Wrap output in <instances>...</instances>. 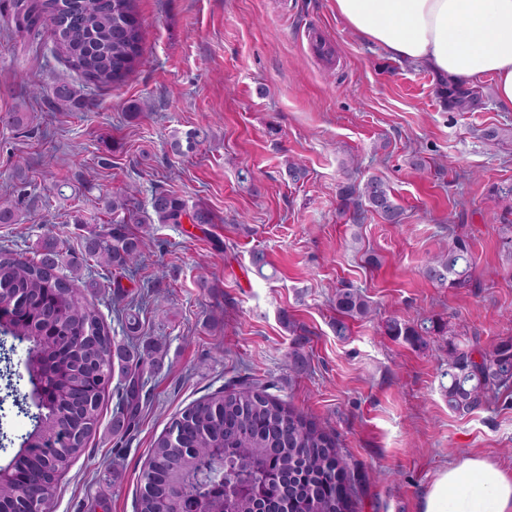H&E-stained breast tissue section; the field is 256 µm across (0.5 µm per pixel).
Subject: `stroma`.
I'll use <instances>...</instances> for the list:
<instances>
[{"instance_id": "stroma-1", "label": "stroma", "mask_w": 512, "mask_h": 512, "mask_svg": "<svg viewBox=\"0 0 512 512\" xmlns=\"http://www.w3.org/2000/svg\"><path fill=\"white\" fill-rule=\"evenodd\" d=\"M145 53L124 82L85 86L52 45L0 18V196L22 193L25 216L0 224V249L32 257L54 238L79 254L111 227L106 198L141 188L208 209V224H131L143 262L131 293L147 384L139 424L112 432L117 392L103 400L84 453L61 474L50 512H135L148 451L192 402L241 380L273 392L336 438L358 476V512H420L448 463L482 456L512 472V389L459 416L448 409L442 370L448 344L493 349L512 336V256L499 226L512 212V112L492 81L470 80L449 99L429 71L365 42L334 0H136ZM73 86L80 103L35 95ZM151 109L130 114L131 103ZM21 124L7 123L11 110ZM208 136L174 149L195 128ZM496 139H488V132ZM305 170L292 180L287 161ZM382 179L402 211L398 224L365 212L354 220L340 191ZM82 214L84 223L74 221ZM470 244L474 285L455 289L421 269L451 236ZM268 261L251 265L254 251ZM95 301L115 340L126 337L107 268ZM353 286L369 318L337 336L333 295ZM435 322L426 348L385 333L387 320ZM296 332H289L287 322ZM301 341L304 375L288 364Z\"/></svg>"}]
</instances>
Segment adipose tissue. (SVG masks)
<instances>
[{
  "instance_id": "obj_1",
  "label": "adipose tissue",
  "mask_w": 512,
  "mask_h": 512,
  "mask_svg": "<svg viewBox=\"0 0 512 512\" xmlns=\"http://www.w3.org/2000/svg\"><path fill=\"white\" fill-rule=\"evenodd\" d=\"M353 32L449 85L487 76L512 111V0H335ZM420 512H512V474L469 456L429 485Z\"/></svg>"
}]
</instances>
